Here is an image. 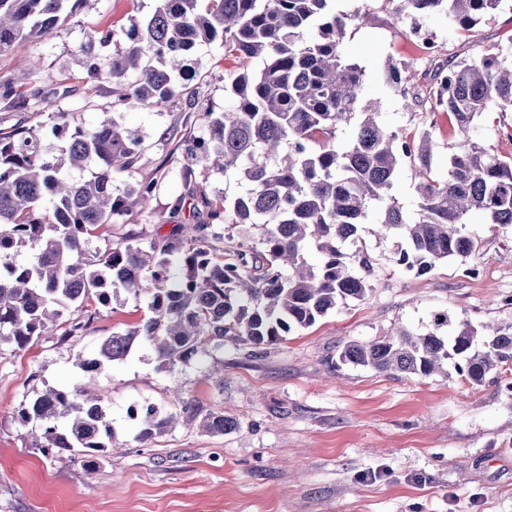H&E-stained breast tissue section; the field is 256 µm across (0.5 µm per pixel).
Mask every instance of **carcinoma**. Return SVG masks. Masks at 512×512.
<instances>
[{
	"label": "carcinoma",
	"instance_id": "obj_1",
	"mask_svg": "<svg viewBox=\"0 0 512 512\" xmlns=\"http://www.w3.org/2000/svg\"><path fill=\"white\" fill-rule=\"evenodd\" d=\"M70 0H0V53L19 49L36 33H50ZM153 13L102 34L112 44L106 67L93 61L89 77L118 85L114 108L161 111L179 97L197 110L208 137L186 148L183 177L196 170L235 177L246 188L233 198L204 202L193 224L178 233L144 239L129 235L104 249L100 231L147 205L161 170L127 191L112 173H138L141 136L104 111L89 125H71L53 112L46 146L38 131L0 132V347L22 350L53 336L66 312L74 314L65 342L84 334L91 320L122 293L145 299L149 315L102 339L97 355H76L86 381L71 390L48 388L24 401L22 424L38 431L44 457H79L89 471L115 447L116 429L98 390L97 376L115 362L146 350L169 373L230 336L259 348L307 329L338 305L361 301L372 290L371 257L361 231L374 223L397 240L390 259L425 275L437 263L465 262L476 251L466 232L471 214L512 225V154L476 141L489 112H512V35L479 56L437 62L440 45L428 44L421 74L409 62L388 60L386 84L412 111L443 112L458 140L447 171L433 165L431 132L407 134L376 119L362 95L364 70L348 60L342 40L360 12L329 9L331 0H156ZM398 15L412 31L438 18L448 35L474 36L502 0H400ZM234 66L224 72L231 105H204L188 62L214 42ZM3 97L20 105L44 101L35 88ZM354 125L342 147L337 132ZM416 180L417 210L408 216L392 196L401 163ZM248 224L258 237L232 242L231 230ZM32 250L24 262L22 249ZM317 261L310 259L311 252ZM345 364L380 373L428 377L451 362L471 384L512 364V320L482 335L464 320L436 313L429 330L399 328L381 339L346 344ZM127 418L134 439L153 442L178 420L200 421L222 435L235 423L179 396L171 407L133 404Z\"/></svg>",
	"mask_w": 512,
	"mask_h": 512
}]
</instances>
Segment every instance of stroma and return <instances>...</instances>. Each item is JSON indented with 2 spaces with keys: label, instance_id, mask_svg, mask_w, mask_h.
<instances>
[{
  "label": "stroma",
  "instance_id": "obj_1",
  "mask_svg": "<svg viewBox=\"0 0 512 512\" xmlns=\"http://www.w3.org/2000/svg\"><path fill=\"white\" fill-rule=\"evenodd\" d=\"M335 5L370 15L348 28L342 48L364 69L362 94L374 102L379 121L410 133L432 127L437 159L445 161L454 142L445 116L408 111L383 76L390 57L429 67L409 20L394 17L396 0ZM155 6V0H79L51 33L0 56V83L17 91L38 87L46 98L35 108L0 98L1 130L24 126L46 134L52 113H70L81 123L112 109L118 122L144 136L140 176L165 170L150 210H132L112 225L96 241L101 248L128 233L169 234L195 223L203 200L239 191L220 174L183 180L186 141L203 130L187 121L185 100L159 112L116 110L111 80L87 78L88 49L102 60L112 54L111 46L90 45L91 34L147 16ZM428 28L442 54L472 57L512 34V0L482 21L475 37L449 38L440 19ZM191 65L194 86L223 111L230 103L223 47H199ZM178 198L183 206L172 210ZM467 230L478 240L472 262L482 270L479 278H465L456 261L407 276L389 260L394 238L368 232L374 271L365 300L339 305L313 326L257 350L225 341L223 350L173 374L137 354L113 364L97 385L118 446L92 474L80 460L48 459L34 450L32 427L18 421L17 410L45 386L78 384L83 373L70 358L71 346L93 356L103 337L147 316L145 301L120 296L70 345L53 339L1 348L0 512H512V369L476 386L450 366L416 377L338 361L346 343L384 337L399 325L426 331L437 312L478 330L512 319V228L475 215ZM177 386L235 428L212 435L181 423L149 446L136 442L127 407L170 404Z\"/></svg>",
  "mask_w": 512,
  "mask_h": 512
}]
</instances>
